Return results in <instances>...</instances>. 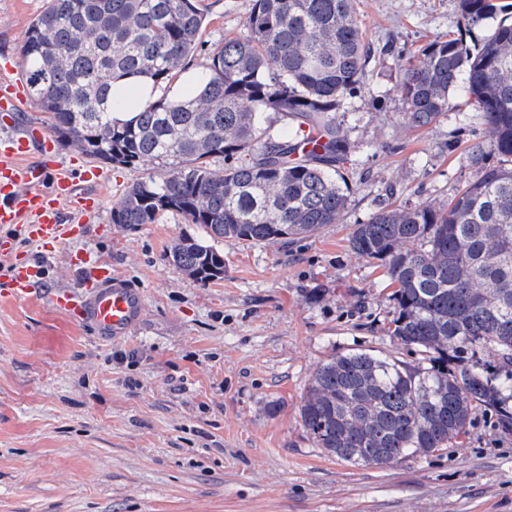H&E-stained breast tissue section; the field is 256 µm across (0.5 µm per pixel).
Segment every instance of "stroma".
Segmentation results:
<instances>
[{
  "instance_id": "stroma-1",
  "label": "stroma",
  "mask_w": 512,
  "mask_h": 512,
  "mask_svg": "<svg viewBox=\"0 0 512 512\" xmlns=\"http://www.w3.org/2000/svg\"><path fill=\"white\" fill-rule=\"evenodd\" d=\"M354 2L371 56L338 114L352 147L342 223L294 240L224 239V276L201 285L169 247L203 227L173 213L113 223L146 172L106 163L85 234L31 250L55 287L81 290L74 254L110 266L141 290L145 313L104 341L40 298L0 300V512H512V434L483 410L450 448L384 467L328 456L301 423L331 355L415 361L389 337L393 285L348 237L387 198L446 203L471 178L466 147L483 133L461 94L437 123L410 127L397 91L419 47L457 33L458 0ZM47 3L0 0V66L19 63ZM203 3L210 49L240 31L252 0Z\"/></svg>"
}]
</instances>
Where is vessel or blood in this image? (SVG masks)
Instances as JSON below:
<instances>
[{"label": "vessel or blood", "instance_id": "vessel-or-blood-1", "mask_svg": "<svg viewBox=\"0 0 512 512\" xmlns=\"http://www.w3.org/2000/svg\"><path fill=\"white\" fill-rule=\"evenodd\" d=\"M25 107L19 81L0 73V258L10 265L0 294H42L53 310L89 321L102 337L126 336L143 314L139 289L86 255L72 258L87 273L84 292L49 288L41 266L22 252L26 246L49 252L80 235L99 201L94 189L106 180L96 166L78 173L52 159L43 128L23 123Z\"/></svg>", "mask_w": 512, "mask_h": 512}]
</instances>
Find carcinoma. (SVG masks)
Wrapping results in <instances>:
<instances>
[{
	"instance_id": "carcinoma-1",
	"label": "carcinoma",
	"mask_w": 512,
	"mask_h": 512,
	"mask_svg": "<svg viewBox=\"0 0 512 512\" xmlns=\"http://www.w3.org/2000/svg\"><path fill=\"white\" fill-rule=\"evenodd\" d=\"M459 12L465 34L420 48L397 92L416 128L445 116L454 94L468 97L484 126L467 151L472 178L444 205H385L348 238L396 285L390 337L422 361L332 355L301 405L316 447L354 466L443 450L477 407L512 432V11L459 0ZM206 27L202 0H48L20 53L29 96L61 144L156 170L112 206V223L175 212L206 229L210 242L182 236L169 250L202 285L224 277L219 239L256 245L341 223L351 149L336 112L362 88L369 52L353 0H253L241 30L209 51L194 91L113 117L114 82L172 84ZM272 113L286 130L273 129ZM305 126L323 136L310 150Z\"/></svg>"
}]
</instances>
